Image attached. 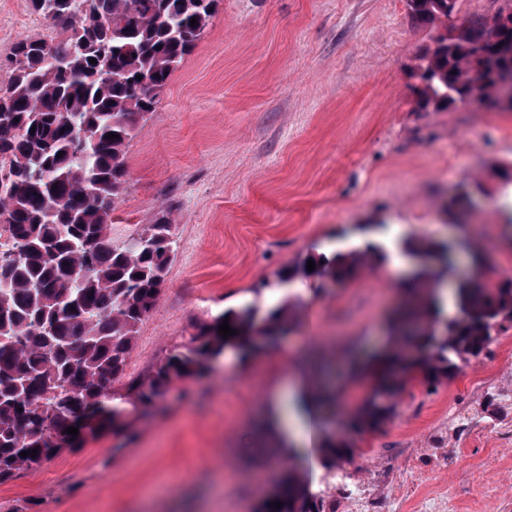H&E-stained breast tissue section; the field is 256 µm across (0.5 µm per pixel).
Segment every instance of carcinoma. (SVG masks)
<instances>
[{
    "mask_svg": "<svg viewBox=\"0 0 512 512\" xmlns=\"http://www.w3.org/2000/svg\"><path fill=\"white\" fill-rule=\"evenodd\" d=\"M459 2L406 0L410 21L429 33L412 66L420 81L416 111H447L474 96L484 107L512 109V27L500 24L512 14V0H501L489 19L458 23ZM216 6L217 0H29L58 37L22 39L0 60V231L11 241L0 251V484L84 447L108 424L120 429L127 406L153 405L225 351L244 352L259 336L274 343L298 322L300 301L292 293L264 314L254 304L229 309L144 377L122 382L176 250L166 220L121 246L111 242L126 149ZM471 200L463 183L445 211L451 216ZM467 247L464 238L399 241L416 266L386 341L371 357L385 375L348 418L350 433L390 419L410 386H437L512 329V276L482 282L489 264L479 251L472 253L471 273L460 272L454 254ZM383 258L371 244L331 248L297 258L271 287L345 283ZM448 284L454 312L443 317L439 286ZM225 321L235 330L228 338L218 332ZM71 426L79 431L75 438L66 433ZM352 447V440L322 429L321 466L352 462ZM33 450L34 457L20 456ZM257 512L326 508L310 482L290 472Z\"/></svg>",
    "mask_w": 512,
    "mask_h": 512,
    "instance_id": "cac0c4a2",
    "label": "carcinoma"
}]
</instances>
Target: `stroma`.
<instances>
[{"mask_svg":"<svg viewBox=\"0 0 512 512\" xmlns=\"http://www.w3.org/2000/svg\"><path fill=\"white\" fill-rule=\"evenodd\" d=\"M52 34L28 0H0V58ZM426 39L405 0H218L126 151L113 242L162 216L178 241L126 378L226 309L269 307L277 269L341 232L361 240L359 224L381 237H466L512 272L490 197L512 164V110L415 111L410 67ZM464 180L485 192L458 226L443 205ZM405 274L383 262L301 289L294 331L248 359L225 354L130 409L122 432L1 484L0 512H256L289 469L256 457L271 401L292 411L315 342H383ZM355 457L383 512H512V335L435 392L402 394L393 418L356 438Z\"/></svg>","mask_w":512,"mask_h":512,"instance_id":"35a3bbf8","label":"stroma"}]
</instances>
